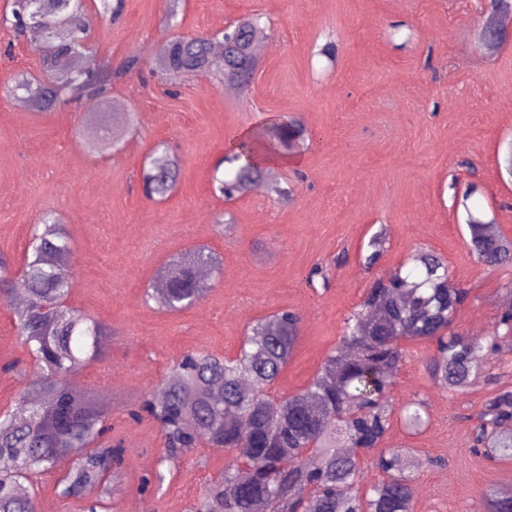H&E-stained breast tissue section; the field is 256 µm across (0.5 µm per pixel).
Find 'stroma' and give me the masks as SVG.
Masks as SVG:
<instances>
[{
  "label": "stroma",
  "mask_w": 512,
  "mask_h": 512,
  "mask_svg": "<svg viewBox=\"0 0 512 512\" xmlns=\"http://www.w3.org/2000/svg\"><path fill=\"white\" fill-rule=\"evenodd\" d=\"M167 7L168 0H123L114 20L87 11L89 64H111L112 100L136 115L124 147L106 156L84 148L92 127L84 108L17 107L5 88L16 74L37 72L39 55L28 38L0 27V253L22 260L31 224L55 213L73 250L68 303L108 330L102 360L73 374L82 388L110 396L107 436L125 450L105 512H187L231 459L203 446L184 455L162 487L141 488L165 438L130 411L184 353L235 355L254 321L296 310L299 343L271 389L280 397L307 386L338 344L344 317L414 249L439 253L468 291L455 323L465 333L494 329L512 281V268L475 260L464 210L453 202L477 185L476 201L512 237V180L497 166L512 140V46L493 55L482 49L486 0H182L173 20ZM248 15L268 23L273 48L260 55L246 95L225 96L213 79L165 85L151 77L163 40L214 35ZM330 41L332 59L321 52ZM133 57L139 64L127 69ZM273 116L299 118L317 140L273 166L291 200L266 191L224 201L213 177L225 140ZM160 142L175 149L179 174L156 202L142 194L139 175ZM463 158L473 171L459 167ZM227 211L233 223L223 231L215 221ZM381 227L387 248L365 268L361 254ZM202 245L217 253L222 282L177 314L146 304L157 268ZM317 266L327 279H310ZM406 349L393 404L424 397L429 420L416 434L395 424L383 447L413 449L422 462L414 512H470L487 490L512 492V459L473 449L478 413L493 394L512 390V350L488 359L491 382L451 396L426 370L433 345ZM29 364L13 310L0 306V409L18 402ZM436 458L444 466H433Z\"/></svg>",
  "instance_id": "stroma-1"
}]
</instances>
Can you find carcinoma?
<instances>
[{
	"mask_svg": "<svg viewBox=\"0 0 512 512\" xmlns=\"http://www.w3.org/2000/svg\"><path fill=\"white\" fill-rule=\"evenodd\" d=\"M86 0H11V15L0 24L34 33L43 48L42 76H21L17 88L38 110L87 103L100 134L84 144L93 155L120 149L134 127L131 112L110 111L114 73L101 63L78 65L88 38ZM256 18L237 23L222 38L173 37L161 43L153 74L170 80L215 74L224 83L249 86L259 63ZM313 135L296 119L273 120L251 131L236 152L224 154V178L217 190L225 200L244 196L268 178L265 159L284 160L313 146ZM178 162L168 145H156L140 174L144 195L162 199L175 187ZM468 246L488 269L512 266V238L490 230L484 210L464 206ZM386 237H370L363 265L371 269L384 253ZM71 248L59 219L46 215L31 226L20 266L0 253V303L11 305L16 281L27 303L14 312L15 326L33 362V379L22 400L0 413V512H36L33 478L64 468L60 497L87 500L98 512L114 492L112 468L122 449L104 443L107 404L94 391L75 399L66 378L102 359L106 327L67 304ZM220 272L214 253L195 247L169 258L145 290V301L168 313L200 302L215 284L201 270ZM468 292L448 283V263L437 252L415 250L402 267L377 280L344 319L339 343L304 389L279 398L268 389L292 359L301 334L300 315L288 309L256 320L234 356L190 352L167 377L143 392L131 415L155 422L166 452L156 479L172 471L183 455L204 441L233 457L219 480L210 481L190 512H413L415 475L421 462L411 448L380 451L372 467L384 474L362 488L364 468L353 448L370 451L389 435L395 417L390 393L406 360L404 343L427 341L434 353L426 369L442 390L455 394L486 377V352L512 347V312L504 310L493 332L472 335L454 329ZM427 404L407 400L409 428L426 420ZM475 444L494 459H512V391L493 395L479 413ZM489 512H512V495L493 492Z\"/></svg>",
	"mask_w": 512,
	"mask_h": 512,
	"instance_id": "1",
	"label": "carcinoma"
}]
</instances>
